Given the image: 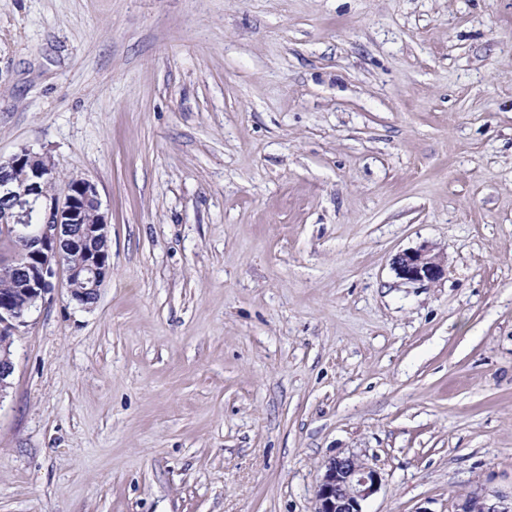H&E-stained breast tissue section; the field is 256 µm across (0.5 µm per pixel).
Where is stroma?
<instances>
[{"mask_svg": "<svg viewBox=\"0 0 512 512\" xmlns=\"http://www.w3.org/2000/svg\"><path fill=\"white\" fill-rule=\"evenodd\" d=\"M24 147L112 259L14 338L0 512H313L348 454L365 512L512 492V0H0ZM393 265L396 275L408 282H434L444 274L440 258L426 244L397 254ZM315 488L314 512H365L363 506L380 488V472L357 455L326 462Z\"/></svg>", "mask_w": 512, "mask_h": 512, "instance_id": "obj_1", "label": "stroma"}]
</instances>
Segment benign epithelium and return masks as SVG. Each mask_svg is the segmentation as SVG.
Here are the masks:
<instances>
[{
  "mask_svg": "<svg viewBox=\"0 0 512 512\" xmlns=\"http://www.w3.org/2000/svg\"><path fill=\"white\" fill-rule=\"evenodd\" d=\"M58 172L47 156L23 148L0 158V230L21 242L25 261L5 264L0 272L21 283L19 294L0 299V334H15L51 289L58 272L66 275L73 300L84 308L98 298L110 267L108 216L94 183L80 178L56 185ZM396 275L408 282H434L444 274L440 258L428 245L396 255ZM15 365L8 348L0 350V398L10 387ZM315 488L314 512H364L380 488V472L357 455L326 462ZM454 512H512V493H472Z\"/></svg>",
  "mask_w": 512,
  "mask_h": 512,
  "instance_id": "1",
  "label": "benign epithelium"
}]
</instances>
